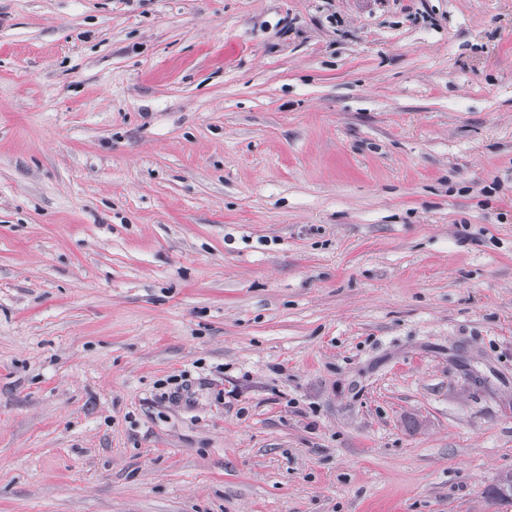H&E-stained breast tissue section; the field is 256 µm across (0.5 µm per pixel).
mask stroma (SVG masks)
Instances as JSON below:
<instances>
[{"label": "stroma", "instance_id": "35a3bbf8", "mask_svg": "<svg viewBox=\"0 0 512 512\" xmlns=\"http://www.w3.org/2000/svg\"><path fill=\"white\" fill-rule=\"evenodd\" d=\"M512 0H0V512H512Z\"/></svg>", "mask_w": 512, "mask_h": 512}]
</instances>
